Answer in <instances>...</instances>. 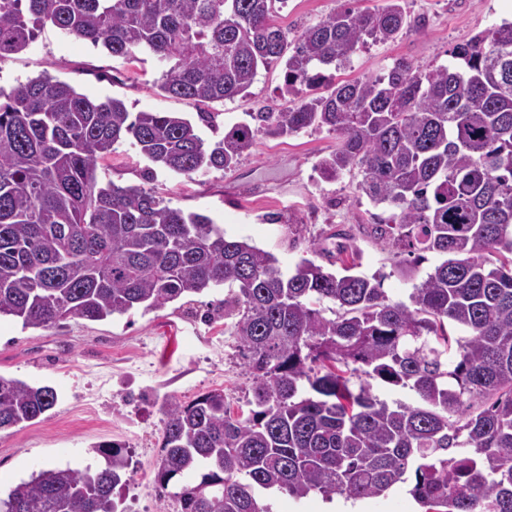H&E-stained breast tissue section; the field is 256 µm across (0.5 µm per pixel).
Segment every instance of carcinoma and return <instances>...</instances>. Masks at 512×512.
<instances>
[{
    "mask_svg": "<svg viewBox=\"0 0 512 512\" xmlns=\"http://www.w3.org/2000/svg\"><path fill=\"white\" fill-rule=\"evenodd\" d=\"M273 2L0 0V60L51 24L114 56L172 63L158 87L175 98L243 96L259 66L282 59L283 93L300 97L208 143L186 118L134 114L47 75L0 93V317L46 329L237 287L224 317L253 398L234 411L214 390L164 406L154 483L176 512H270L257 492L274 488L377 498L411 478L425 512H512V22L457 44L453 66L399 59L317 94L323 68L399 34L400 0L340 9L291 38L273 26ZM323 128L337 143L321 176L356 171L359 196L392 211L369 235L417 264L444 257L406 302L358 271L356 252L337 247L339 272L303 258L288 273L207 215L97 178L126 140L190 176L235 170L260 132ZM371 379L419 404L389 405ZM56 402L50 386L0 375V432ZM99 453L95 470L33 472L0 512H116L127 462L110 445ZM197 471L200 481L179 483Z\"/></svg>",
    "mask_w": 512,
    "mask_h": 512,
    "instance_id": "1",
    "label": "carcinoma"
}]
</instances>
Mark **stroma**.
<instances>
[{
	"mask_svg": "<svg viewBox=\"0 0 512 512\" xmlns=\"http://www.w3.org/2000/svg\"><path fill=\"white\" fill-rule=\"evenodd\" d=\"M345 3L286 0L276 7L274 20L294 33ZM402 5L410 26L393 40L366 45L334 71V82L385 74L398 59L422 69L454 65L451 52L457 44L512 21V0H403ZM167 69L157 57L141 62L115 57L49 25L25 50L0 60V91L11 92L46 73L89 97L122 99L132 112H175L196 120L204 109L215 119L199 122V133L211 142L247 113L293 104L281 93V62L259 69L246 96L204 107L157 88ZM335 147V135L324 130L277 138L260 133L234 171L188 178L158 168L147 181L148 160L124 143L97 174L122 186L147 184L170 207L208 215L227 236L273 254L285 270L313 251L335 249V233H346V246L360 255L361 272L383 275L388 296L406 299L434 263L401 260L363 232L371 206L358 197L356 176L328 181L317 170L318 161ZM271 214L277 223H268ZM227 293L219 287L161 310L140 306L103 321L71 318L50 329L0 319V376L48 385L58 394L49 413L0 433V493L46 465L102 464L95 448L112 443L129 461L126 482L113 492L123 512H175L172 502L158 498L154 485L165 403L188 402L212 390L224 391L233 405L253 395L252 379L224 322Z\"/></svg>",
	"mask_w": 512,
	"mask_h": 512,
	"instance_id": "stroma-1",
	"label": "stroma"
}]
</instances>
